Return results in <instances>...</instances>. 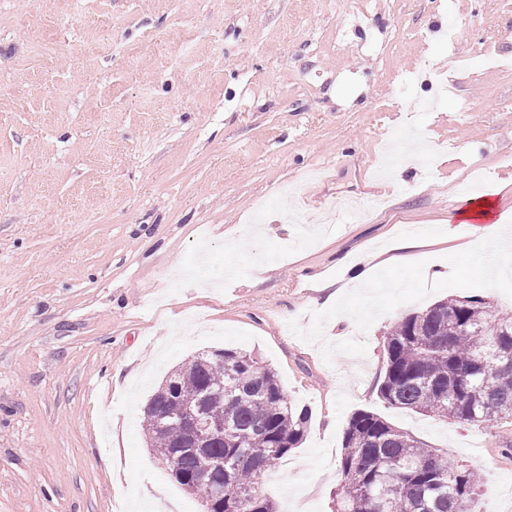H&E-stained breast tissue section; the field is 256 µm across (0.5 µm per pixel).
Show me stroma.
<instances>
[{
	"label": "stroma",
	"instance_id": "obj_1",
	"mask_svg": "<svg viewBox=\"0 0 512 512\" xmlns=\"http://www.w3.org/2000/svg\"><path fill=\"white\" fill-rule=\"evenodd\" d=\"M478 195L512 210V0H0V512H203L143 411L221 349L311 413L262 480L279 512H332L359 410L479 471L477 512H512V419L377 395L401 318L512 310V268L484 267L512 240L444 236ZM428 235L365 288L336 264Z\"/></svg>",
	"mask_w": 512,
	"mask_h": 512
}]
</instances>
